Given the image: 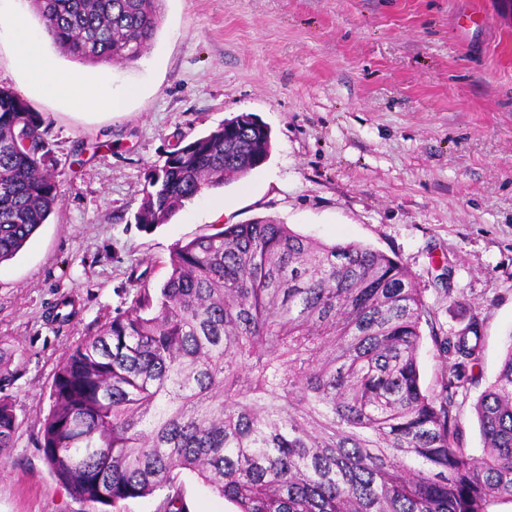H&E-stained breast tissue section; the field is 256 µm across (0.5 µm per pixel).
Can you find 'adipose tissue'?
<instances>
[{
  "label": "adipose tissue",
  "mask_w": 512,
  "mask_h": 512,
  "mask_svg": "<svg viewBox=\"0 0 512 512\" xmlns=\"http://www.w3.org/2000/svg\"><path fill=\"white\" fill-rule=\"evenodd\" d=\"M10 25L15 45V66L25 76L29 92L88 108L101 106L111 111L122 109V98L56 68L44 54L40 38L29 28L24 17H11Z\"/></svg>",
  "instance_id": "ef3b65f1"
}]
</instances>
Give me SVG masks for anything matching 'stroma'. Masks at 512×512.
Returning a JSON list of instances; mask_svg holds the SVG:
<instances>
[{
    "label": "stroma",
    "instance_id": "1",
    "mask_svg": "<svg viewBox=\"0 0 512 512\" xmlns=\"http://www.w3.org/2000/svg\"><path fill=\"white\" fill-rule=\"evenodd\" d=\"M15 13L62 68L126 95L122 110L27 93ZM44 33L31 0H0V86L46 125L62 194L0 263V399L18 420L0 456V512H94L40 447L53 376L158 286L176 244L219 222L273 219L371 246L407 267L441 330L479 317L478 382L456 402L463 446L482 456L474 404L512 343V0H163L153 44L128 65L76 61ZM243 112L270 130L267 161L169 223L138 224L150 171ZM64 301L66 321L55 313Z\"/></svg>",
    "mask_w": 512,
    "mask_h": 512
}]
</instances>
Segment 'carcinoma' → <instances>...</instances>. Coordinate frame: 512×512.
<instances>
[{
    "mask_svg": "<svg viewBox=\"0 0 512 512\" xmlns=\"http://www.w3.org/2000/svg\"><path fill=\"white\" fill-rule=\"evenodd\" d=\"M162 0H36L51 41L78 61L125 64L154 41ZM43 121L0 87V262L61 200ZM270 133L248 113L172 151L150 173L138 223L166 224L205 190L261 166ZM430 307L405 266L368 245L321 243L286 224H224L172 251L155 293L65 354L42 424L70 493L115 507L181 474L235 512H491L512 503V344L474 410L481 458L462 443L458 393L476 383L478 317L430 332L443 366L422 388ZM17 418L0 400V454Z\"/></svg>",
    "mask_w": 512,
    "mask_h": 512,
    "instance_id": "1",
    "label": "carcinoma"
}]
</instances>
